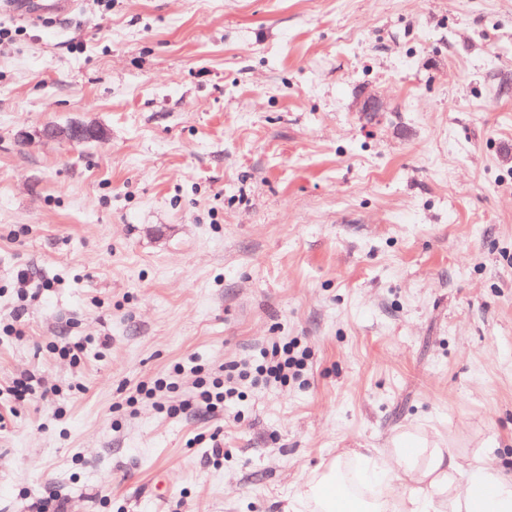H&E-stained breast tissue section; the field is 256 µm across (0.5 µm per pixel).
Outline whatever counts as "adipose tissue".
Returning <instances> with one entry per match:
<instances>
[{"mask_svg": "<svg viewBox=\"0 0 512 512\" xmlns=\"http://www.w3.org/2000/svg\"><path fill=\"white\" fill-rule=\"evenodd\" d=\"M359 484L376 485L362 497L348 487L342 460L319 466L294 494L290 512H512V469L492 460L471 462L420 432L399 435L384 456L356 448ZM413 483L407 493L396 484Z\"/></svg>", "mask_w": 512, "mask_h": 512, "instance_id": "adipose-tissue-1", "label": "adipose tissue"}]
</instances>
